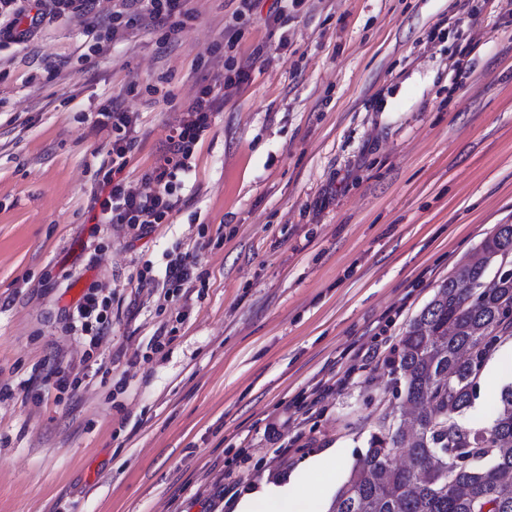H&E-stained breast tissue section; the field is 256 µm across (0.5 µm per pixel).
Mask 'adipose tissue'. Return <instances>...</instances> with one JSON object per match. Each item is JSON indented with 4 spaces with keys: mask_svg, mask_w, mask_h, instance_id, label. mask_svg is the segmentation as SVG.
Returning <instances> with one entry per match:
<instances>
[{
    "mask_svg": "<svg viewBox=\"0 0 512 512\" xmlns=\"http://www.w3.org/2000/svg\"><path fill=\"white\" fill-rule=\"evenodd\" d=\"M336 473V455L327 453L313 459L307 469L292 474L281 484H265L260 489L245 493L235 506L234 512H260L262 503L276 501L285 512H305L304 502L320 496Z\"/></svg>",
    "mask_w": 512,
    "mask_h": 512,
    "instance_id": "obj_1",
    "label": "adipose tissue"
}]
</instances>
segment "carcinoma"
Segmentation results:
<instances>
[{
    "instance_id": "1",
    "label": "carcinoma",
    "mask_w": 512,
    "mask_h": 512,
    "mask_svg": "<svg viewBox=\"0 0 512 512\" xmlns=\"http://www.w3.org/2000/svg\"><path fill=\"white\" fill-rule=\"evenodd\" d=\"M512 224H498L410 321L392 382L414 429L386 415L329 512H512V383L491 424L466 419L487 361L512 338Z\"/></svg>"
}]
</instances>
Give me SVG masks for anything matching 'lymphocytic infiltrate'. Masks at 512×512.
Returning <instances> with one entry per match:
<instances>
[{
	"mask_svg": "<svg viewBox=\"0 0 512 512\" xmlns=\"http://www.w3.org/2000/svg\"><path fill=\"white\" fill-rule=\"evenodd\" d=\"M97 0H0V47L20 45L29 40L46 22L66 19L83 24L94 42L114 41L128 30L146 24L168 40L182 32L195 15L190 0H119V6L103 22L92 19ZM249 69L239 65L221 84L201 83L194 95L180 107V116L169 128L151 173L141 186L127 183L122 175L135 138L138 116L108 100L98 109L97 123L108 129L111 140L110 166L101 180L102 220L124 224L141 233L165 223L180 199L177 190L190 168L197 143L210 128L215 112L224 107L225 91L247 82ZM71 327L87 336L90 347H97L110 329L109 300L97 289L83 294L71 314Z\"/></svg>",
	"mask_w": 512,
	"mask_h": 512,
	"instance_id": "lymphocytic-infiltrate-1",
	"label": "lymphocytic infiltrate"
}]
</instances>
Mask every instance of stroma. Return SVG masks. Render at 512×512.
Returning a JSON list of instances; mask_svg holds the SVG:
<instances>
[{
    "label": "stroma",
    "instance_id": "obj_1",
    "mask_svg": "<svg viewBox=\"0 0 512 512\" xmlns=\"http://www.w3.org/2000/svg\"><path fill=\"white\" fill-rule=\"evenodd\" d=\"M272 3L230 54L249 81L143 237L99 221L97 109L137 112L123 175L140 184L179 104L224 74L234 0H192L164 43L139 26L95 53L60 19L0 49V512H232L225 481L255 490L331 450L338 489L400 408L407 324L512 224V0H305L280 30ZM185 252L204 279L175 292L164 270ZM90 288L112 298L91 353L63 330ZM63 358L93 379L59 390ZM321 380L334 391L316 403Z\"/></svg>",
    "mask_w": 512,
    "mask_h": 512
}]
</instances>
